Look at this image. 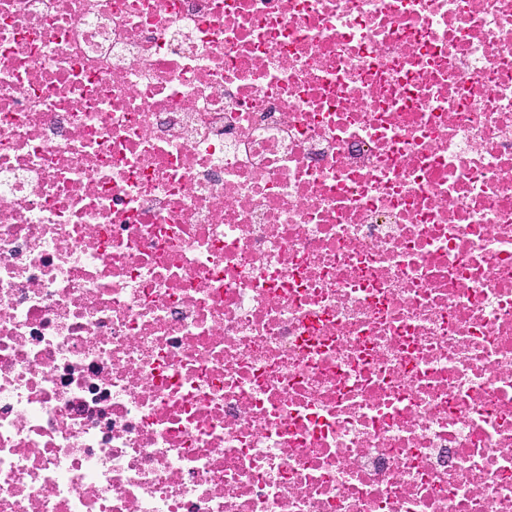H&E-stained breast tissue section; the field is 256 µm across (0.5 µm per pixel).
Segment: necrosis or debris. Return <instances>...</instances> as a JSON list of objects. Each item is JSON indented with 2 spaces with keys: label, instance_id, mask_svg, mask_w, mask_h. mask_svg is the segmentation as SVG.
<instances>
[{
  "label": "necrosis or debris",
  "instance_id": "4bbe7bcc",
  "mask_svg": "<svg viewBox=\"0 0 512 512\" xmlns=\"http://www.w3.org/2000/svg\"><path fill=\"white\" fill-rule=\"evenodd\" d=\"M0 512H512V0H0Z\"/></svg>",
  "mask_w": 512,
  "mask_h": 512
}]
</instances>
